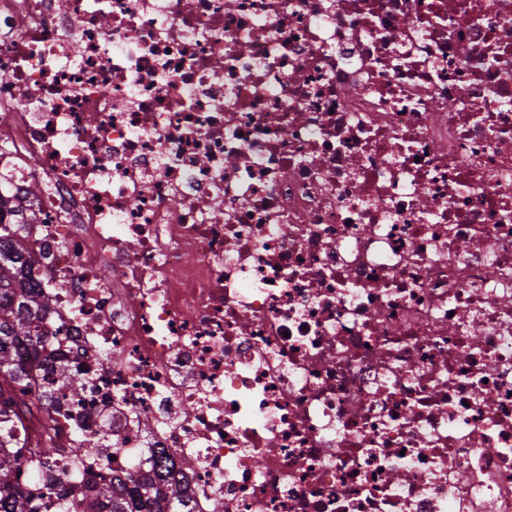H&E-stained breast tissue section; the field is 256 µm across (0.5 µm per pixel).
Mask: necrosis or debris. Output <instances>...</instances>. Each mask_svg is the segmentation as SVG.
<instances>
[{
	"mask_svg": "<svg viewBox=\"0 0 512 512\" xmlns=\"http://www.w3.org/2000/svg\"><path fill=\"white\" fill-rule=\"evenodd\" d=\"M0 184L112 468L512 512V0H0Z\"/></svg>",
	"mask_w": 512,
	"mask_h": 512,
	"instance_id": "4bbe7bcc",
	"label": "necrosis or debris"
}]
</instances>
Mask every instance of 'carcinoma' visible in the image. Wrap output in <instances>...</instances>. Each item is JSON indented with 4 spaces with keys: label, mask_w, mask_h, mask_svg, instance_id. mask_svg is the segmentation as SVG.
I'll list each match as a JSON object with an SVG mask.
<instances>
[{
    "label": "carcinoma",
    "mask_w": 512,
    "mask_h": 512,
    "mask_svg": "<svg viewBox=\"0 0 512 512\" xmlns=\"http://www.w3.org/2000/svg\"><path fill=\"white\" fill-rule=\"evenodd\" d=\"M11 195L0 192V512H192L187 492L172 477L190 470L191 458H162L148 468L109 465V415L96 434H84L57 418L63 405L49 406L52 391L80 396L85 378L41 357L45 386L16 363L15 348L28 343L37 353L48 336L46 314L53 294L33 280L42 255L24 243L25 222L4 220ZM98 469V479L74 484L64 466Z\"/></svg>",
    "instance_id": "cac0c4a2"
}]
</instances>
